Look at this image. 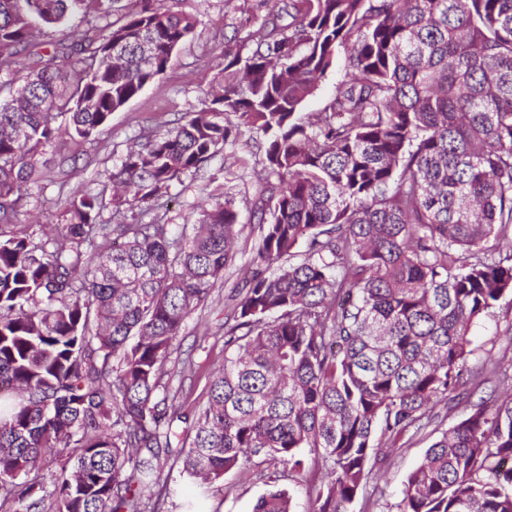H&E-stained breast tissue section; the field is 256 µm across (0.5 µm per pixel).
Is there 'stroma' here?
<instances>
[{
    "instance_id": "35a3bbf8",
    "label": "stroma",
    "mask_w": 512,
    "mask_h": 512,
    "mask_svg": "<svg viewBox=\"0 0 512 512\" xmlns=\"http://www.w3.org/2000/svg\"><path fill=\"white\" fill-rule=\"evenodd\" d=\"M164 5L196 18L192 38L173 53L168 69L159 79L113 113L110 125L99 134L96 142L66 144V152L92 154L96 162L66 186H59L53 176L32 186L28 206L31 222L26 226L27 231L38 235L60 224V212L67 194L107 189L108 172L118 163L131 138L140 131H165L183 113L199 110L210 91L213 72L207 62L213 56L215 35L243 40L268 13L278 9L275 0H164ZM261 157L256 134L243 131L232 155L213 162L205 175L185 178L183 183L170 189L173 200L169 204L168 217L172 223H196L202 207L229 188L239 201L240 220L246 225L238 241L235 262L225 271L212 303L187 321L170 356L174 366L187 357L195 363V373L185 381L180 400L183 411L188 413L205 401L211 374L224 360L222 323L231 312L229 295L234 286L243 285L254 267L252 245L258 236V228L250 221V204L259 187L250 179L249 173ZM511 327L512 294H508L500 299L490 316L474 327L470 367H479L490 354L511 356L512 339L507 336ZM469 411L470 407L465 403L437 407L432 428L416 435L408 447L393 456L391 464L375 468L368 486L369 499H356L351 512H397L403 483L422 460L437 431L452 427ZM268 476L266 466L254 463L228 473L211 487L203 504L205 512H253L257 499L274 486Z\"/></svg>"
}]
</instances>
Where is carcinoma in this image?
Segmentation results:
<instances>
[{"label":"carcinoma","mask_w":512,"mask_h":512,"mask_svg":"<svg viewBox=\"0 0 512 512\" xmlns=\"http://www.w3.org/2000/svg\"><path fill=\"white\" fill-rule=\"evenodd\" d=\"M217 55L198 112L138 135L110 199L65 198L60 238L16 231L27 186L78 157L165 73L194 16L161 0H0V512H168L172 457L204 489L247 463L351 512L372 469L435 409L480 393L403 484L397 512H512V359L469 367L470 331L512 293V0H281ZM63 29L67 37H37ZM348 78L300 111L339 58ZM29 59L26 65L21 59ZM264 137L254 272L188 422L167 363L242 233L236 194L173 224L148 213ZM112 211L103 220L105 210ZM59 463L52 490L29 478ZM253 512H293L272 490Z\"/></svg>","instance_id":"carcinoma-1"}]
</instances>
